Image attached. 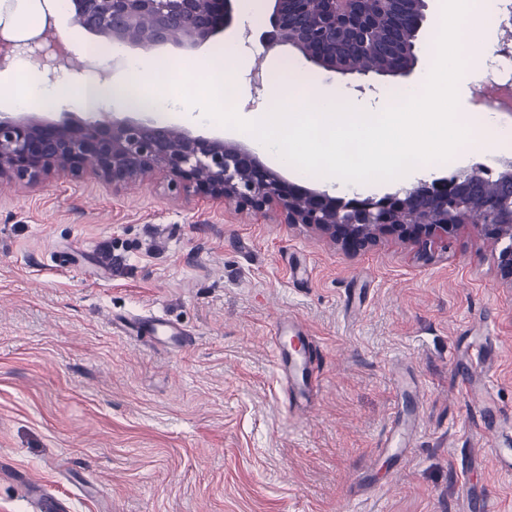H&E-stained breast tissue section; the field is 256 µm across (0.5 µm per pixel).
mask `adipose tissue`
Here are the masks:
<instances>
[{
    "mask_svg": "<svg viewBox=\"0 0 512 512\" xmlns=\"http://www.w3.org/2000/svg\"><path fill=\"white\" fill-rule=\"evenodd\" d=\"M165 66V60L152 55L129 57L127 67L130 78L127 82L106 88L93 78H84L80 86L79 100L89 111L95 110L104 97L118 100L128 106L138 99L147 108L177 117L188 118L197 112L214 111V96L210 93L187 103L169 99L154 81L155 74Z\"/></svg>",
    "mask_w": 512,
    "mask_h": 512,
    "instance_id": "ef3b65f1",
    "label": "adipose tissue"
}]
</instances>
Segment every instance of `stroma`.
Returning a JSON list of instances; mask_svg holds the SVG:
<instances>
[{"mask_svg":"<svg viewBox=\"0 0 512 512\" xmlns=\"http://www.w3.org/2000/svg\"><path fill=\"white\" fill-rule=\"evenodd\" d=\"M56 0H0L14 39L53 12L78 88L87 44ZM268 0H237L195 61L234 41L240 111L270 109L255 87ZM292 84L357 102L402 77L343 75L274 50ZM371 91L358 92L361 82ZM153 314L195 336L182 350L117 332ZM299 318L322 351L317 405L288 410L269 341ZM491 337L492 404L512 423V288L494 248L464 228L428 258L394 235L361 251L303 225L176 190L168 177L114 189L91 172L0 188V460L71 495L73 512H468L463 486L512 512L484 420L459 390L466 354ZM418 420L412 456L383 445Z\"/></svg>","mask_w":512,"mask_h":512,"instance_id":"obj_1","label":"stroma"}]
</instances>
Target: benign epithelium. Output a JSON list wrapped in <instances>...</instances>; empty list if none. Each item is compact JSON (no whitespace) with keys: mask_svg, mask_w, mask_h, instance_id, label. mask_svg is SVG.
<instances>
[{"mask_svg":"<svg viewBox=\"0 0 512 512\" xmlns=\"http://www.w3.org/2000/svg\"><path fill=\"white\" fill-rule=\"evenodd\" d=\"M235 0H73L84 31L117 44L152 50H193L229 27ZM266 49L289 45L304 58L342 74L407 76L418 62L419 34L428 0H269ZM15 40L0 24V66L30 51L51 31ZM43 59L48 77L67 66L63 44ZM91 170L115 189L162 172L187 192L257 213L280 212L349 249L376 244L388 232L408 238L422 256L447 251L471 209L485 217L473 228L492 242L500 277L512 288V161L488 183L480 167L423 181L381 198L332 196L295 184L266 166L252 149L222 138L194 135L150 116L83 119L0 113V185L35 184L55 172Z\"/></svg>","mask_w":512,"mask_h":512,"instance_id":"1","label":"benign epithelium"}]
</instances>
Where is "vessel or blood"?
Returning <instances> with one entry per match:
<instances>
[{
  "mask_svg": "<svg viewBox=\"0 0 512 512\" xmlns=\"http://www.w3.org/2000/svg\"><path fill=\"white\" fill-rule=\"evenodd\" d=\"M129 330L141 334L144 339L173 345L189 347L195 342L194 336L170 324L163 316L151 315L148 317H132L127 319ZM282 328L291 330L296 335L302 350L296 359H287L279 344H272L273 357L283 378L288 382L284 397L289 408L305 411L312 406L313 376L318 366V353L320 347L313 337L307 336L301 322L293 319H284ZM469 370L461 382L467 389L470 399L477 412H484L485 406L490 402L493 384L492 372L488 367V357L483 346H475L468 355ZM35 512H72L69 499L58 495L55 491L38 486L31 494Z\"/></svg>",
  "mask_w": 512,
  "mask_h": 512,
  "instance_id": "b4317fda",
  "label": "vessel or blood"
}]
</instances>
